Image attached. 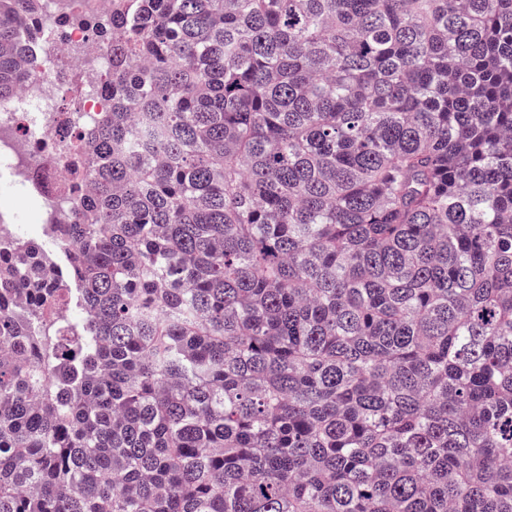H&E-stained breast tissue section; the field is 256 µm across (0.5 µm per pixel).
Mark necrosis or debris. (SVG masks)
Returning <instances> with one entry per match:
<instances>
[{"mask_svg": "<svg viewBox=\"0 0 512 512\" xmlns=\"http://www.w3.org/2000/svg\"><path fill=\"white\" fill-rule=\"evenodd\" d=\"M87 47L88 58L71 54L73 44ZM34 77L23 82L10 99L0 102V187L11 189L21 205H34L40 231L67 223L74 170L54 144L63 133L91 126L101 112L104 97L100 76L111 61L110 49L80 29L66 37L31 47ZM77 79L83 90L79 107L61 109L66 86Z\"/></svg>", "mask_w": 512, "mask_h": 512, "instance_id": "1", "label": "necrosis or debris"}]
</instances>
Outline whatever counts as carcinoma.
I'll return each mask as SVG.
<instances>
[{
  "label": "carcinoma",
  "instance_id": "obj_1",
  "mask_svg": "<svg viewBox=\"0 0 512 512\" xmlns=\"http://www.w3.org/2000/svg\"><path fill=\"white\" fill-rule=\"evenodd\" d=\"M71 23L123 38L93 192L0 246V512H512V0Z\"/></svg>",
  "mask_w": 512,
  "mask_h": 512
}]
</instances>
